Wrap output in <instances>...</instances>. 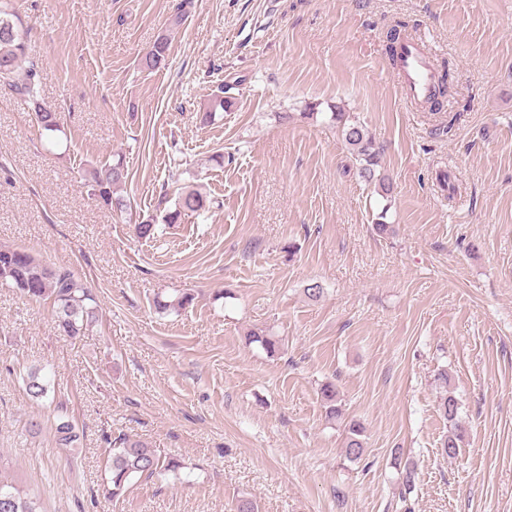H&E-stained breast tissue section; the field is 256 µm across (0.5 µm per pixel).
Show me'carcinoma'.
<instances>
[{
    "label": "carcinoma",
    "mask_w": 512,
    "mask_h": 512,
    "mask_svg": "<svg viewBox=\"0 0 512 512\" xmlns=\"http://www.w3.org/2000/svg\"><path fill=\"white\" fill-rule=\"evenodd\" d=\"M405 29L406 24L398 21L386 32L387 51L395 64L398 63V47L407 39ZM26 53L27 32L13 11L12 0H0V90L3 89L31 105L41 135L50 140L55 133L61 131V126L56 113L48 111L40 103L39 67L31 63L24 74H19L20 63ZM167 58L168 42L161 38L146 56L145 65L152 69L159 68L166 64ZM233 88L234 85L226 83L218 89L210 101L205 118L209 119L214 112H224L235 104V97L230 93ZM447 92V75L444 74L426 100L429 111L436 112L440 109L442 98ZM332 119L336 121L345 148L358 165L360 177L368 183H377L378 191L382 194H391L389 178L378 172L381 167L380 147L366 128L340 107L332 113ZM126 178L127 170L121 160L96 169L91 174L98 197L117 210L123 209L124 203L122 199L113 197V187L124 182ZM205 206L206 199L199 191L182 190L175 199V209L165 213L164 221L167 224H176L181 216L198 213ZM0 285L18 290L31 301L52 300L55 305L57 330L63 336L75 338L81 335L89 323L96 319L94 298L71 272L55 270L25 249L0 248ZM438 380L444 389L438 408L444 419L448 420V436L441 440V455L453 458L457 455L463 438L458 419V400L448 390V373L440 372ZM26 390L32 399L38 401L47 396L48 384L39 372L31 371L26 378ZM320 395L327 417H340L342 409L336 386L332 383L323 385ZM364 436L363 424L353 422L349 425L344 448L346 458L357 461L363 457ZM110 468L112 489L107 494L114 499L122 494L126 485L135 477H149L160 472L176 474L181 469V464L175 458L162 460L145 444L121 437L112 448ZM0 512L42 510L37 497L26 493L16 484L0 479Z\"/></svg>",
    "instance_id": "obj_1"
}]
</instances>
